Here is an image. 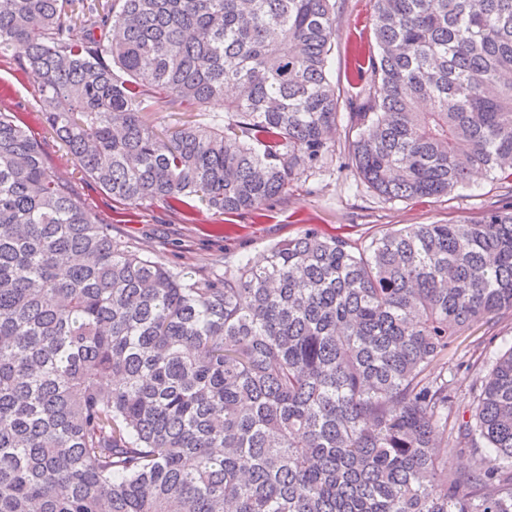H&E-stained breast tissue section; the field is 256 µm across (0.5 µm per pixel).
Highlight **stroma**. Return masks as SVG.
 <instances>
[{
    "label": "stroma",
    "mask_w": 512,
    "mask_h": 512,
    "mask_svg": "<svg viewBox=\"0 0 512 512\" xmlns=\"http://www.w3.org/2000/svg\"><path fill=\"white\" fill-rule=\"evenodd\" d=\"M335 2L330 78L341 95L340 110L346 113L351 100L368 87L367 61L378 52L373 33L374 0ZM0 111L20 113L41 142L50 165L70 178L88 210L111 224L113 237L196 279L221 276L225 268L242 263L261 262L275 243L311 228L357 246L390 228L476 220L489 207L512 204V183L483 173L474 176L470 187L448 196L384 200L352 165L354 136L342 119L329 139L332 159L322 169L302 176L264 211L218 214L201 203L185 212L149 202L132 208L112 201L81 179L43 120L36 78L19 68L12 50L0 56ZM511 347L512 317L508 315L495 325L476 326L454 340L446 356L454 410L468 409L472 386L485 382L494 358Z\"/></svg>",
    "instance_id": "1"
}]
</instances>
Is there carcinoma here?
Wrapping results in <instances>:
<instances>
[{
    "mask_svg": "<svg viewBox=\"0 0 512 512\" xmlns=\"http://www.w3.org/2000/svg\"><path fill=\"white\" fill-rule=\"evenodd\" d=\"M375 2L348 113L362 179L387 200L512 179V0ZM334 12L0 0V54L24 48L50 130L112 200L257 213L330 153ZM220 99L164 133L144 116ZM506 313L512 208L360 247L309 229L196 280L112 237L0 112V512H512V347L451 427L434 366ZM448 434L469 469L448 470Z\"/></svg>",
    "mask_w": 512,
    "mask_h": 512,
    "instance_id": "carcinoma-1",
    "label": "carcinoma"
}]
</instances>
